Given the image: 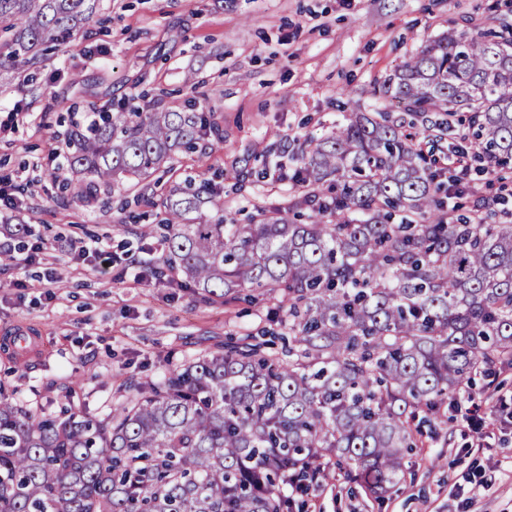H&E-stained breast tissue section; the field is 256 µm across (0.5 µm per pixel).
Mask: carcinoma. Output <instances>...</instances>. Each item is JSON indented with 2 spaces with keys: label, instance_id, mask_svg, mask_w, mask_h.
<instances>
[{
  "label": "carcinoma",
  "instance_id": "cac0c4a2",
  "mask_svg": "<svg viewBox=\"0 0 512 512\" xmlns=\"http://www.w3.org/2000/svg\"><path fill=\"white\" fill-rule=\"evenodd\" d=\"M92 0H0V57L87 23ZM401 109L357 114L305 140L303 196L257 224L224 223L205 184L170 189L159 234L180 288L229 301L245 288L282 312L286 357L231 337L100 416H38L0 395V512H289L290 487L340 471L376 499L405 479L423 420L512 367V221L497 195L455 214L489 166L512 183V29L426 40L382 84ZM423 153L411 129L428 113ZM207 126L199 112H101L68 157L81 193L147 178ZM450 154L463 164L437 166ZM306 205L316 219L297 223Z\"/></svg>",
  "mask_w": 512,
  "mask_h": 512
}]
</instances>
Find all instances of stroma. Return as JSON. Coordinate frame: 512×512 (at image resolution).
<instances>
[{"mask_svg": "<svg viewBox=\"0 0 512 512\" xmlns=\"http://www.w3.org/2000/svg\"><path fill=\"white\" fill-rule=\"evenodd\" d=\"M504 24L512 0H95L90 21L37 66L0 77V176L23 196L11 214L31 229L22 242L42 246L25 269L0 266L8 398L99 415L226 337L271 329L252 291L226 304L172 284L161 243L140 234L158 222L167 191L191 176L223 195L226 223L260 221L302 193L287 178L295 140L389 107L384 79L423 40ZM168 109L204 113L195 149L138 185L73 194L66 155L88 120ZM79 240L108 244L121 264L95 268L71 252ZM475 443L449 408L383 499L341 476L293 493L292 512H512V423L499 420L486 448Z\"/></svg>", "mask_w": 512, "mask_h": 512, "instance_id": "stroma-1", "label": "stroma"}]
</instances>
